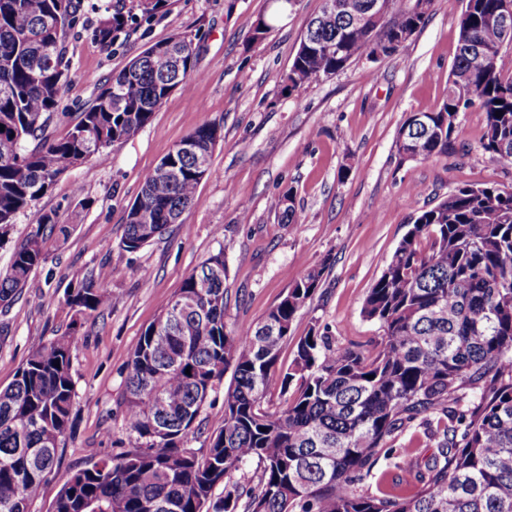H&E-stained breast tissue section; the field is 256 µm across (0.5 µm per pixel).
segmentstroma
Returning a JSON list of instances; mask_svg holds the SVG:
<instances>
[{
  "label": "stroma",
  "mask_w": 512,
  "mask_h": 512,
  "mask_svg": "<svg viewBox=\"0 0 512 512\" xmlns=\"http://www.w3.org/2000/svg\"><path fill=\"white\" fill-rule=\"evenodd\" d=\"M113 2L81 0L83 23L67 40L65 117L53 125L55 136L65 135L70 116L90 106L112 74L155 42L191 37L198 77L190 90L173 91L135 137L110 146L107 163L68 168L0 240L3 271L15 245L36 231L35 213L53 214L70 227L67 236L47 237L45 261L11 306L0 307V387L39 344L74 337L71 429L32 512H49L66 475L125 448L130 351L209 256L224 255L229 326L258 322L300 276L320 268L322 281L295 319L293 336L305 335L315 318L339 343L374 344L382 332L361 308L413 219L455 188L512 185V168L482 147L485 114L476 104L461 113L447 154L408 159L398 152L410 113L429 111L448 95L459 13L444 0H436L425 25L395 55L354 61L292 91L293 58L323 0H296L260 39L255 25L271 16V0H170L167 13L135 14L105 47L93 29L99 8ZM204 123L219 127L221 138L196 203L162 236L125 251L127 210L145 173ZM288 189L294 224L282 223L272 206ZM103 265L115 272L116 303L74 318L66 290ZM396 446V460L379 459L365 479L369 492H413L437 452L436 440L417 422Z\"/></svg>",
  "instance_id": "35a3bbf8"
}]
</instances>
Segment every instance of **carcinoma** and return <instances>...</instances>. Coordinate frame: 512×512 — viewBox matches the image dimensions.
Masks as SVG:
<instances>
[{"mask_svg": "<svg viewBox=\"0 0 512 512\" xmlns=\"http://www.w3.org/2000/svg\"><path fill=\"white\" fill-rule=\"evenodd\" d=\"M389 2L365 27L345 11L324 23L314 18L288 88L318 83L379 46L394 54L425 24L434 0L420 10L418 0L404 8ZM498 2L462 0L448 96L407 118L398 140L404 156L448 152L474 92L485 113L483 149L512 167V59L501 46ZM80 19L77 0H0L3 235L68 166L106 161V149L137 135L169 88L184 89L197 77L191 38L156 42L55 138L66 38ZM132 19L116 0L94 36L108 46ZM216 131L204 123L188 135L198 157L169 153L171 175L156 168L145 174L126 216V251L150 243L196 202L206 174L198 159L210 161ZM273 207L296 223L291 192ZM37 224L0 272L1 307L44 260L43 229L68 233L46 213ZM323 274L308 271L259 322L230 329L224 253L196 267L131 350L129 447L66 476L51 512H512V187L461 186L415 217L362 306V316L383 331L373 353L336 344L316 319L304 336H291ZM111 279L112 270L100 268L66 292V305L78 312L112 307ZM290 341L294 355L285 368L280 358ZM72 345L64 335L38 347L0 388V512H31L53 469L70 428ZM276 373L282 408L266 400ZM467 389L478 400L473 410L461 408ZM221 390L222 427L207 448L186 447L204 405ZM417 419L440 435L421 486L409 495L368 492L362 482L373 462L393 455V443ZM253 461L261 467L257 483L230 482ZM219 485L224 495L216 497Z\"/></svg>", "mask_w": 512, "mask_h": 512, "instance_id": "obj_1", "label": "carcinoma"}]
</instances>
